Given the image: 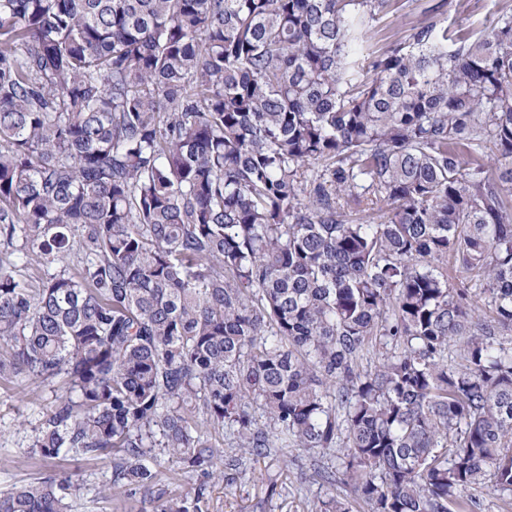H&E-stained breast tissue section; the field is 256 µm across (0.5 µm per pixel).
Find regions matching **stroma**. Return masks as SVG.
<instances>
[{"label":"stroma","mask_w":512,"mask_h":512,"mask_svg":"<svg viewBox=\"0 0 512 512\" xmlns=\"http://www.w3.org/2000/svg\"><path fill=\"white\" fill-rule=\"evenodd\" d=\"M512 13V0H395V7L370 30L363 56L372 59L392 42L406 38L411 29L432 16L448 27L449 38L478 36L488 31L504 13ZM55 398L52 386L0 378V489L26 484L54 472H80L84 482L75 512H154L155 504L143 493L115 499L102 493L112 477V460L68 456L45 463L29 453L33 429L40 412ZM307 457L286 465L271 456L248 463L245 474L231 486L203 475L185 476L175 465L162 462V487L194 492L205 485L203 512H319L331 497L325 486L302 479L309 469Z\"/></svg>","instance_id":"35a3bbf8"}]
</instances>
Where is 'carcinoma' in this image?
<instances>
[{
  "label": "carcinoma",
  "mask_w": 512,
  "mask_h": 512,
  "mask_svg": "<svg viewBox=\"0 0 512 512\" xmlns=\"http://www.w3.org/2000/svg\"><path fill=\"white\" fill-rule=\"evenodd\" d=\"M391 2L0 0V377L64 384L31 455L112 456L115 499L161 456L233 481L290 447L347 488L320 512L512 496V13L451 48L423 21L364 80ZM362 183L377 222L343 211ZM472 493L482 501V512H512V504L506 506L500 500L498 493L494 491L493 483L489 479L476 487Z\"/></svg>",
  "instance_id": "carcinoma-1"
}]
</instances>
